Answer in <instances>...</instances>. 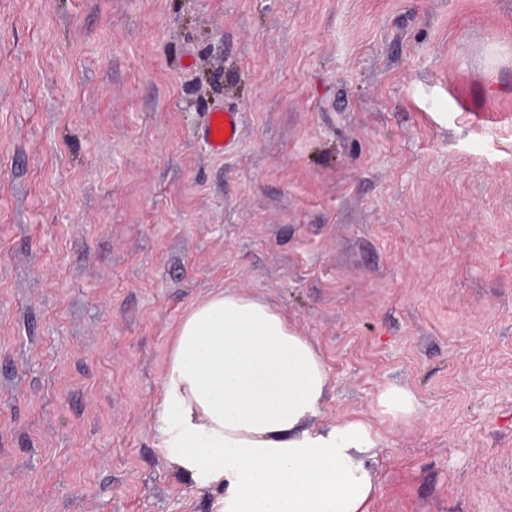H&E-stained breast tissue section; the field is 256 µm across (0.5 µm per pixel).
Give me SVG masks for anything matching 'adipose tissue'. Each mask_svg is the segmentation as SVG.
Instances as JSON below:
<instances>
[{
    "label": "adipose tissue",
    "instance_id": "obj_1",
    "mask_svg": "<svg viewBox=\"0 0 512 512\" xmlns=\"http://www.w3.org/2000/svg\"><path fill=\"white\" fill-rule=\"evenodd\" d=\"M329 384L313 344L256 299L220 291L179 322L156 429L177 470L218 491L214 512H368L359 420L310 428Z\"/></svg>",
    "mask_w": 512,
    "mask_h": 512
}]
</instances>
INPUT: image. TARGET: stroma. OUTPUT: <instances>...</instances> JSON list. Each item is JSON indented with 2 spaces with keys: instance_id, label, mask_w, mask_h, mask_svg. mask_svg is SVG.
I'll return each instance as SVG.
<instances>
[{
  "instance_id": "1",
  "label": "stroma",
  "mask_w": 512,
  "mask_h": 512,
  "mask_svg": "<svg viewBox=\"0 0 512 512\" xmlns=\"http://www.w3.org/2000/svg\"><path fill=\"white\" fill-rule=\"evenodd\" d=\"M224 290L377 434L369 512H512V0H0V512H212L156 410ZM241 113L223 103L215 104L199 128V135L209 152L223 156L239 142Z\"/></svg>"
}]
</instances>
